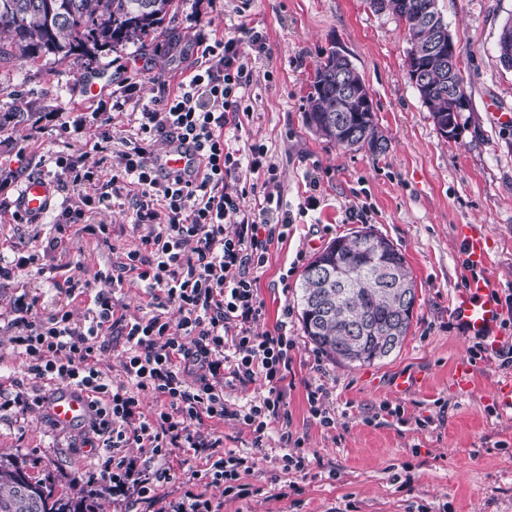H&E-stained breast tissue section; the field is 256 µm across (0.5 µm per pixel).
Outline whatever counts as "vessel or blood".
Returning a JSON list of instances; mask_svg holds the SVG:
<instances>
[{"instance_id": "obj_1", "label": "vessel or blood", "mask_w": 512, "mask_h": 512, "mask_svg": "<svg viewBox=\"0 0 512 512\" xmlns=\"http://www.w3.org/2000/svg\"><path fill=\"white\" fill-rule=\"evenodd\" d=\"M53 199V186L47 179L29 180L21 190L20 208L28 216L44 215ZM455 233L462 245L460 260L470 271L466 286L455 307L458 323L470 336L490 346H497L496 333L501 308L491 295L492 283L486 274L489 265L488 242L485 234L474 224H459ZM86 394L64 392L54 397L51 411L61 425L83 420L88 413Z\"/></svg>"}]
</instances>
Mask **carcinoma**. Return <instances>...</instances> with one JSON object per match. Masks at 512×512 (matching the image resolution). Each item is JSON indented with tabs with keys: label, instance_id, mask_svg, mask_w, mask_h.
I'll return each instance as SVG.
<instances>
[{
	"label": "carcinoma",
	"instance_id": "obj_1",
	"mask_svg": "<svg viewBox=\"0 0 512 512\" xmlns=\"http://www.w3.org/2000/svg\"><path fill=\"white\" fill-rule=\"evenodd\" d=\"M404 24L410 48L429 42L432 30L417 23L421 14H439L437 0H383ZM174 6V0H0V62L14 58L36 61L44 56L80 59L92 51L141 43L157 35ZM500 61L512 68V18L498 39ZM345 59L329 49L313 71L303 119L315 135L347 150L367 149L380 154L387 149L371 113L352 104L344 112L338 86ZM466 94L460 69L433 67L425 87L417 90L433 124L460 127L461 111L448 99V86ZM343 117L336 132V117ZM353 272L343 286L336 276L312 272L315 264ZM416 285L404 253L398 248L379 253L354 236H341L314 256L304 270L298 298L305 336L326 357L344 364H371L390 356L403 345L412 323L404 311L403 294ZM56 481L34 480L26 462L17 455L0 454V512H98V494L81 490L55 493Z\"/></svg>",
	"mask_w": 512,
	"mask_h": 512
}]
</instances>
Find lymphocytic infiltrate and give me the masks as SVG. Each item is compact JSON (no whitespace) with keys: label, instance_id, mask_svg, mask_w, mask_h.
Returning a JSON list of instances; mask_svg holds the SVG:
<instances>
[{"label":"lymphocytic infiltrate","instance_id":"lymphocytic-infiltrate-1","mask_svg":"<svg viewBox=\"0 0 512 512\" xmlns=\"http://www.w3.org/2000/svg\"><path fill=\"white\" fill-rule=\"evenodd\" d=\"M243 45L231 32L199 40L198 66L174 92L141 112L136 139L119 152L108 180H100L91 166H65L73 188L94 186L101 204L129 195L135 223L156 225L140 248L124 253L118 270L158 292V306H177L180 321L173 324L159 314L126 321L116 315L111 294L100 292L80 323L64 310L43 317L33 304L20 307L21 330L12 338L25 367L24 378L12 381L14 406H28L29 379L86 392L100 479L136 502L158 504V512H223V502L207 494L217 485L232 498L250 496L241 477L244 458L223 453V437L204 433V421L235 420L259 448L273 424L288 418L285 382L293 344L281 330L260 333L256 327L265 319L259 273L274 244L287 237L292 219L283 209L277 168L265 145L236 149L226 139L227 131L242 129L246 115ZM162 133L174 148L193 147L198 162L166 172L154 151ZM116 327L126 344V378L120 382L112 381L98 358ZM190 369L196 372L191 381ZM228 387L245 393L232 409L224 402ZM144 391L158 400L148 414L141 410ZM134 447L148 454L136 478L123 454ZM180 448L204 458L205 465L195 471L193 488L158 503L155 490L168 480Z\"/></svg>","mask_w":512,"mask_h":512}]
</instances>
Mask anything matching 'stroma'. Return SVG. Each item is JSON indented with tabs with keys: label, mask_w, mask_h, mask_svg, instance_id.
<instances>
[{
	"label": "stroma",
	"mask_w": 512,
	"mask_h": 512,
	"mask_svg": "<svg viewBox=\"0 0 512 512\" xmlns=\"http://www.w3.org/2000/svg\"><path fill=\"white\" fill-rule=\"evenodd\" d=\"M460 51V76L470 109L456 140L442 137L409 81V44L403 24L367 0H176L154 41L102 49L80 60L51 56L0 63V375L18 377L22 360L10 338L20 300L45 316L66 309L82 321L96 292L111 293L116 313L133 320L154 308L143 285L125 278L113 285L123 252L137 248L147 224H134L127 199L111 208L82 205L93 187L74 189L56 157L97 166L109 179L113 157L128 149L138 112L175 89L197 62L201 38L225 31L262 34L263 51H248L249 110L243 139L264 144L278 167L283 205L293 222L275 245L258 282L266 308L260 331L286 322L293 342L287 383L288 430L301 439L304 470H283L279 432L264 447L233 421L206 422L225 450L251 461L243 476L255 488L244 499L223 486L208 495L224 512H512V408L495 394L512 382V364L483 352L454 317L453 301L466 285L459 262L457 224H476L489 237L493 296L512 308V69L498 59L502 22L512 0H438ZM349 55L368 86L384 154L348 151L315 136L303 122L312 72L333 45ZM90 80L98 100L82 102ZM111 149L99 152L98 133ZM320 186L310 190V176ZM55 185L50 212L40 220L19 209L30 178ZM82 207V223L58 232L53 222L66 207ZM89 224L109 227L108 241L87 234ZM369 226L406 256L417 283L409 334L400 350L364 366L330 361L302 328L297 294L311 258L336 237ZM41 253L47 273L18 268L19 257ZM90 289L67 295L58 282L71 275ZM468 363L472 382L461 388L456 367ZM411 380L405 391L395 384ZM322 385L336 411L323 427L309 411V388ZM401 415H391L393 407ZM86 423L58 426L47 407L0 410V454L25 457L31 475L57 477L68 492L98 487L99 512H117L107 485H95V451Z\"/></svg>",
	"instance_id": "stroma-1"
}]
</instances>
